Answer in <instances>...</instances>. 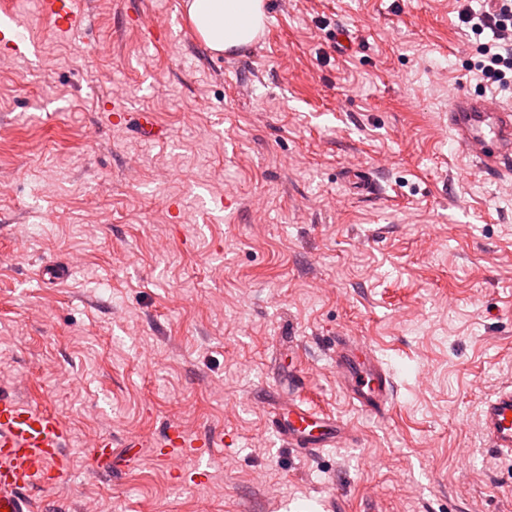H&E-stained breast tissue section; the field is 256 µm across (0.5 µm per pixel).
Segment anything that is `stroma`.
I'll return each mask as SVG.
<instances>
[{"instance_id": "35a3bbf8", "label": "stroma", "mask_w": 512, "mask_h": 512, "mask_svg": "<svg viewBox=\"0 0 512 512\" xmlns=\"http://www.w3.org/2000/svg\"><path fill=\"white\" fill-rule=\"evenodd\" d=\"M227 56L141 30L186 0H76L38 44L0 42V392L55 412L70 466L48 512H512L482 402L512 381V179L471 171L448 133L480 42L455 0H265ZM153 113L144 136L114 109ZM349 168L371 189L353 193ZM57 264L64 277L50 278ZM339 335L395 386L385 418L332 374ZM347 421L303 457L271 435L277 374ZM207 437L209 475L157 461L169 423ZM112 438L101 472L90 454ZM137 437L130 453L124 443Z\"/></svg>"}]
</instances>
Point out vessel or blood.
<instances>
[{
	"label": "vessel or blood",
	"instance_id": "obj_1",
	"mask_svg": "<svg viewBox=\"0 0 512 512\" xmlns=\"http://www.w3.org/2000/svg\"><path fill=\"white\" fill-rule=\"evenodd\" d=\"M43 15L57 30L68 31L82 21L73 0H40ZM15 14H0V41L20 47L25 42ZM448 128L462 154L482 173L512 178V106L494 97L452 93L448 100ZM332 371L337 384L361 410L380 414L393 395L389 371L373 351L354 336L332 343ZM481 432L497 457H512V383L498 388L480 410ZM274 436L296 453L310 456L337 448L352 437L351 428L303 402L292 400L273 414ZM68 429L52 411L21 404L0 393V512H35L32 490L50 482L66 468ZM172 455L204 458L205 441L169 424L159 460Z\"/></svg>",
	"mask_w": 512,
	"mask_h": 512
}]
</instances>
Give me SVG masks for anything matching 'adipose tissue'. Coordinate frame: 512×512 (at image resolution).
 <instances>
[{"mask_svg":"<svg viewBox=\"0 0 512 512\" xmlns=\"http://www.w3.org/2000/svg\"><path fill=\"white\" fill-rule=\"evenodd\" d=\"M187 13L205 47L215 53L255 40L266 22L265 0H188Z\"/></svg>","mask_w":512,"mask_h":512,"instance_id":"ef3b65f1","label":"adipose tissue"}]
</instances>
